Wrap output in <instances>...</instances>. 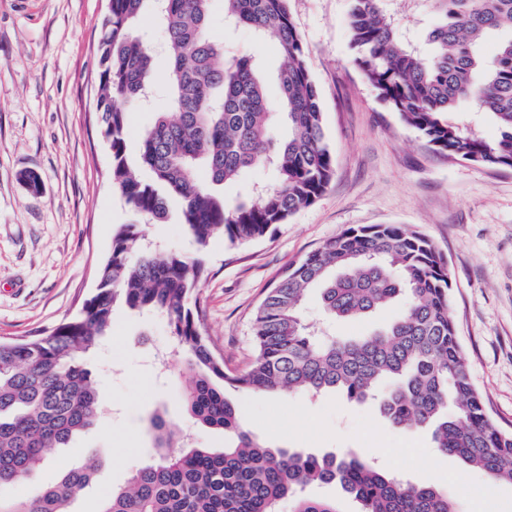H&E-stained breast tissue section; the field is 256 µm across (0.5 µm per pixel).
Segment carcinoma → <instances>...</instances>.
<instances>
[{"label":"carcinoma","instance_id":"obj_1","mask_svg":"<svg viewBox=\"0 0 512 512\" xmlns=\"http://www.w3.org/2000/svg\"><path fill=\"white\" fill-rule=\"evenodd\" d=\"M151 1L165 28L171 65L168 110L141 136V179L128 159L127 107L155 83L151 55L135 32ZM224 23L274 38L282 65L280 96L268 98L255 56L224 61L208 34L213 0H110L98 45L97 117L111 153L110 178L149 223L176 204L195 243L215 236L231 245L265 237L310 206L334 174L319 92L289 0H223ZM355 62L377 98L450 158L512 168V0H414L433 17L421 45L398 29L389 0H348ZM500 38L496 57L484 42ZM472 102L494 117L500 138L488 142L448 122ZM271 166L275 183L230 206L219 186ZM205 170L207 180L199 178ZM143 224H119L98 288L80 312L41 336L0 343V487L21 485L53 461L54 451L94 426L98 388L80 355L112 328L122 301L166 314L185 352L191 383L185 402L197 423L224 431L222 449L185 442L161 414L150 418L156 457L128 485L105 498L102 512H337L336 503L302 494L312 483L336 484L358 512H456L448 494L386 473L365 459L270 448L244 425L228 388L254 394L335 390L362 401L384 391L382 410L397 425L428 427L450 462L512 480V433L492 421L471 381L449 312L448 262L424 235L400 224L351 227L291 266L254 314L250 364L224 371L204 334L197 296L203 263L180 250L137 254ZM313 288L334 318H362L397 299L398 317L356 340L320 336L302 321ZM96 464L63 468L46 485L5 503L0 512H73Z\"/></svg>","mask_w":512,"mask_h":512}]
</instances>
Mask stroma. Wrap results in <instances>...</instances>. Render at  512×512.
<instances>
[{"instance_id":"1","label":"stroma","mask_w":512,"mask_h":512,"mask_svg":"<svg viewBox=\"0 0 512 512\" xmlns=\"http://www.w3.org/2000/svg\"><path fill=\"white\" fill-rule=\"evenodd\" d=\"M320 92L326 141L335 161L327 190L264 238L232 246L223 237L197 249L177 213L145 227L155 247L202 261L198 293L205 334L229 370L253 355V314L267 291L307 253L350 227L401 224L426 235L448 262L450 310L470 377L497 427L512 432V169L486 167L435 151L380 102L354 63L348 0H290ZM108 0H0V340L42 335L75 315L94 291L112 249V231L134 221L109 179L110 151L97 120V46ZM210 35L225 56L252 52L270 97L282 59L273 38L224 24L213 2ZM157 83L148 104L128 110L126 143L138 159L143 131L165 111ZM33 175L37 187L23 178ZM399 306L368 318L334 320L318 294L304 319L355 339L396 318ZM165 315L116 303L112 330L87 363L103 403L94 428L62 453L97 472L74 503L100 512L107 491L127 485L153 460L149 419L162 413L205 448L224 445L223 431L201 426L184 402V357L172 349ZM249 430L271 447L315 455H354L415 484L447 492L458 512H512V483L466 468L448 474L446 456L423 430L385 421L374 403L325 392L247 395L227 390Z\"/></svg>"}]
</instances>
